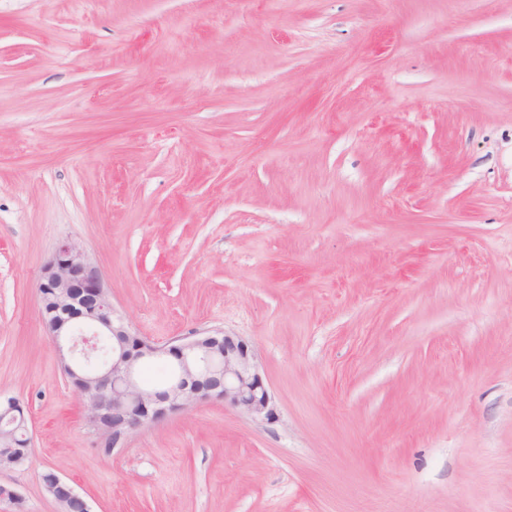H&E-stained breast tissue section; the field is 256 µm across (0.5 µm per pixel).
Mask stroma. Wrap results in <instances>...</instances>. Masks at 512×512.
<instances>
[{
  "mask_svg": "<svg viewBox=\"0 0 512 512\" xmlns=\"http://www.w3.org/2000/svg\"><path fill=\"white\" fill-rule=\"evenodd\" d=\"M163 343L253 346L105 454L39 316L63 239ZM0 512H512V0H0ZM16 400L7 398L0 402V470L17 469L24 466L30 455V447L19 448L27 456L13 452L16 435L28 432V421L24 413L18 414L14 409ZM41 479L47 492L60 506V512H90L87 501L79 492H77L76 488L70 481L64 479L58 474L54 475L53 484L45 483L43 481V477H41ZM73 508H77L79 510H74Z\"/></svg>",
  "mask_w": 512,
  "mask_h": 512,
  "instance_id": "stroma-1",
  "label": "stroma"
}]
</instances>
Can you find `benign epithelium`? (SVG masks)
<instances>
[{"label":"benign epithelium","instance_id":"obj_1","mask_svg":"<svg viewBox=\"0 0 512 512\" xmlns=\"http://www.w3.org/2000/svg\"><path fill=\"white\" fill-rule=\"evenodd\" d=\"M40 317L59 353L64 374L86 376L78 389L86 421L116 448L128 435L206 400H221L253 420L273 422V397L252 346L240 336L206 330L165 343L138 335L112 306L101 272L76 242L63 240L44 265L38 284ZM164 359L177 375L160 387L141 378L142 366ZM16 400L0 402V470L24 466L28 457L13 452L16 435L28 431ZM61 512H90L85 498L59 475L44 484Z\"/></svg>","mask_w":512,"mask_h":512}]
</instances>
